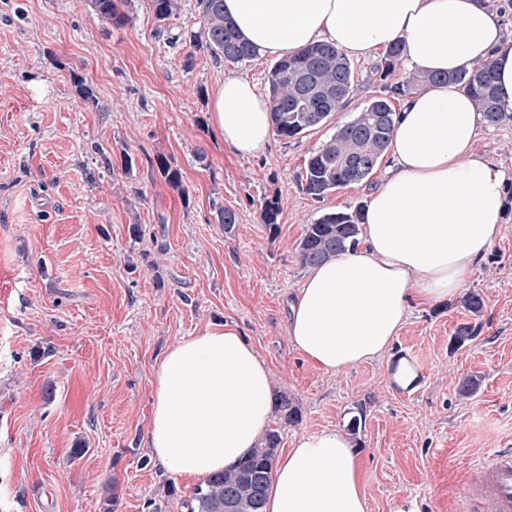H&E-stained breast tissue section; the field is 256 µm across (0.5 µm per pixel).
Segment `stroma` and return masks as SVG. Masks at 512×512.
Segmentation results:
<instances>
[{
  "label": "stroma",
  "mask_w": 512,
  "mask_h": 512,
  "mask_svg": "<svg viewBox=\"0 0 512 512\" xmlns=\"http://www.w3.org/2000/svg\"><path fill=\"white\" fill-rule=\"evenodd\" d=\"M198 2L181 0L161 22L151 0H131V23L115 28L88 0H0V512H181L196 482L150 453L153 379L171 343L227 323L301 410L292 426L272 419L281 450L299 435L349 432L369 512L402 497L421 512H457L467 472L512 448V182L501 236L460 293L412 305L392 345L424 358L423 389L395 394L385 355L325 372L288 340L308 274L296 244L322 213L365 203L391 160L320 200L302 174L310 152L378 95L373 61L354 60L358 86L334 120L272 137L264 154L231 155L210 95L229 74L267 95L274 60L233 64L194 47ZM160 156L180 188L161 176ZM271 198L281 206L272 227L261 219ZM220 205L236 214L233 233ZM473 290L486 300L478 317L462 303ZM470 322L477 338L454 348ZM470 376L480 386L461 397Z\"/></svg>",
  "instance_id": "35a3bbf8"
}]
</instances>
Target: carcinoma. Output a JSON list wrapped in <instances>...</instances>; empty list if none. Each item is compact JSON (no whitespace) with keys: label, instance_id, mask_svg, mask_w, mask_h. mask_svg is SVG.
I'll list each match as a JSON object with an SVG mask.
<instances>
[{"label":"carcinoma","instance_id":"1","mask_svg":"<svg viewBox=\"0 0 512 512\" xmlns=\"http://www.w3.org/2000/svg\"><path fill=\"white\" fill-rule=\"evenodd\" d=\"M155 17L165 21L179 9V0H151ZM202 28L193 36L195 46L206 47L214 56L231 63H243L258 56L254 46L245 41L224 16V0H200ZM95 18L117 27L125 26L129 14L120 10L118 0H90ZM404 47L394 43L385 47L372 74L381 82V93L367 101L348 122L336 126V132L310 152L304 166V190L323 199L337 189L367 180L387 152L395 129L396 109L393 101L432 84L451 80L467 91L487 126L512 124V112L500 104L491 63L484 62L469 72L453 77L413 71L398 84L387 83L391 71L401 62ZM354 69L351 61L336 46L327 43L310 45L277 60L269 71L268 90L272 105L273 128L283 139H298L306 131L326 124L343 111L354 92ZM363 206L323 213L305 225L297 244L302 265L313 267L338 253L359 245ZM465 308L475 316L485 308L483 295L469 292L463 299ZM478 328L460 325L452 344L462 348L473 341ZM280 420L293 425L300 421L298 406L285 394L274 398ZM280 432L269 430L256 448L237 465L205 480L181 502L187 512H224V498L236 501V512H263L278 448Z\"/></svg>","mask_w":512,"mask_h":512}]
</instances>
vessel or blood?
Masks as SVG:
<instances>
[{
  "label": "vessel or blood",
  "instance_id": "vessel-or-blood-1",
  "mask_svg": "<svg viewBox=\"0 0 512 512\" xmlns=\"http://www.w3.org/2000/svg\"><path fill=\"white\" fill-rule=\"evenodd\" d=\"M406 372L412 380L408 386L393 384L400 396L410 398L419 393L426 378L425 363L413 351L397 353L388 364L389 374ZM460 512H512V454L496 453L478 463L462 495Z\"/></svg>",
  "mask_w": 512,
  "mask_h": 512
}]
</instances>
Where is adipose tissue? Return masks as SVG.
Returning <instances> with one entry per match:
<instances>
[{
    "label": "adipose tissue",
    "mask_w": 512,
    "mask_h": 512,
    "mask_svg": "<svg viewBox=\"0 0 512 512\" xmlns=\"http://www.w3.org/2000/svg\"><path fill=\"white\" fill-rule=\"evenodd\" d=\"M224 14L262 55L318 42L363 58L400 41L409 70L452 74L493 63L512 111V39L488 0H224ZM211 118L225 148L264 151L271 105L246 78L225 76ZM482 117L452 83L405 98L369 192L355 249L312 268L290 305L288 338L337 374L385 355L416 302L448 298L499 237L508 173L475 150ZM272 411L265 361L237 326L176 340L153 382L148 445L175 477L206 480L264 436ZM265 512H369L359 456L338 430L295 438L278 460Z\"/></svg>",
    "instance_id": "ef3b65f1"
}]
</instances>
